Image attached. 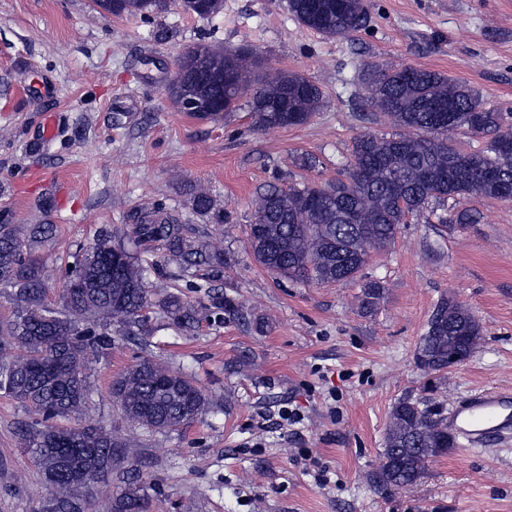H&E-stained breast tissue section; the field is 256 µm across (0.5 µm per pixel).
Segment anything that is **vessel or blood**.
I'll list each match as a JSON object with an SVG mask.
<instances>
[{
    "label": "vessel or blood",
    "instance_id": "vessel-or-blood-1",
    "mask_svg": "<svg viewBox=\"0 0 512 512\" xmlns=\"http://www.w3.org/2000/svg\"><path fill=\"white\" fill-rule=\"evenodd\" d=\"M448 424L472 446L512 441V391L488 388L469 394L454 406Z\"/></svg>",
    "mask_w": 512,
    "mask_h": 512
}]
</instances>
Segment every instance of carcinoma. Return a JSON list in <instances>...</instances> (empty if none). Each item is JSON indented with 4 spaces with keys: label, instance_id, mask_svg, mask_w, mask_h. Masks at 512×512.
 <instances>
[{
    "label": "carcinoma",
    "instance_id": "obj_1",
    "mask_svg": "<svg viewBox=\"0 0 512 512\" xmlns=\"http://www.w3.org/2000/svg\"><path fill=\"white\" fill-rule=\"evenodd\" d=\"M98 11L136 17L167 0H94ZM186 14L210 18L224 0H178ZM288 12L302 27L328 39L351 38L367 27V0H288ZM370 108L387 114L402 129L390 137L363 134L353 146L348 175L324 184L284 189L263 187L249 225L255 260L280 278L295 282L343 283L354 279L371 252L389 247L400 226L432 201L482 197L512 200V131L502 113L485 107L470 85L435 71L407 66H369L362 75ZM254 124L262 129L308 123L323 103L321 89L303 75L282 69H254L251 54L201 41L178 57L168 85L172 107L184 111L188 99H203L218 110L191 116L218 122L236 110L245 92ZM453 116L450 125L441 118ZM466 128L490 134L483 150L465 151L448 131ZM191 210L204 226L190 224L176 209L158 203L133 208L125 224L102 230L93 244L70 254L65 288L69 299L54 309L46 302L45 262L40 251L56 237V225L14 223L0 208V288L14 310L0 320V354L20 349L0 364V391L38 416L25 445L43 475L48 494L40 512H84L85 479L112 476L104 512H153V496L142 465L118 436L95 426L60 425L59 419L85 411L90 388L85 374L110 345L112 327L137 336L153 307L160 317L190 336L218 311L236 303L215 290L224 276V248L216 233L226 215L204 191ZM185 283L207 297L197 305L181 291L156 294L151 279ZM385 287L366 282L359 298L364 314L374 312ZM475 316L453 298L434 308L416 346L415 362L428 373L448 371V349L457 337L479 339ZM111 394L124 419L149 434L170 433L201 414L208 397L192 375L162 360L143 357L112 382ZM448 440V414L431 398L405 396L391 409L383 460L373 475L385 492L413 486L428 464L455 447Z\"/></svg>",
    "mask_w": 512,
    "mask_h": 512
}]
</instances>
